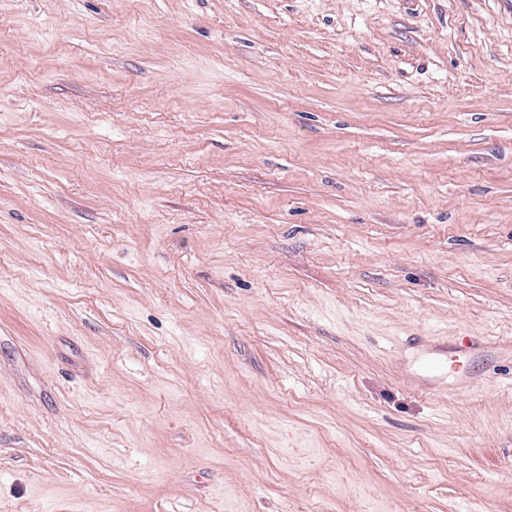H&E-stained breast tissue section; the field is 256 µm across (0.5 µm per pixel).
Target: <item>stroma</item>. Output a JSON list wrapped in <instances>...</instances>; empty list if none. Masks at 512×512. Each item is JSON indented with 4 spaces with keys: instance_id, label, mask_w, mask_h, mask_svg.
Returning <instances> with one entry per match:
<instances>
[{
    "instance_id": "35a3bbf8",
    "label": "stroma",
    "mask_w": 512,
    "mask_h": 512,
    "mask_svg": "<svg viewBox=\"0 0 512 512\" xmlns=\"http://www.w3.org/2000/svg\"><path fill=\"white\" fill-rule=\"evenodd\" d=\"M1 17L0 512H512V0Z\"/></svg>"
}]
</instances>
